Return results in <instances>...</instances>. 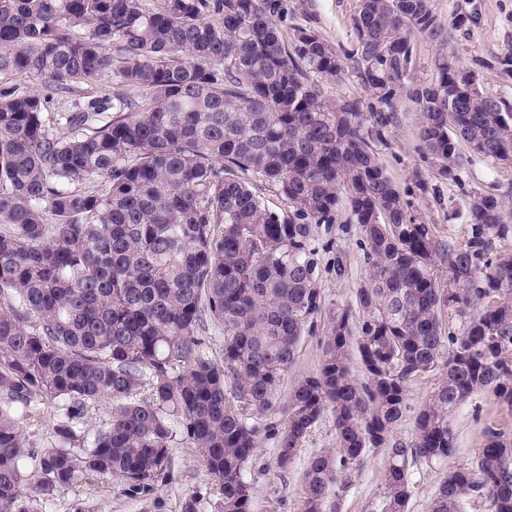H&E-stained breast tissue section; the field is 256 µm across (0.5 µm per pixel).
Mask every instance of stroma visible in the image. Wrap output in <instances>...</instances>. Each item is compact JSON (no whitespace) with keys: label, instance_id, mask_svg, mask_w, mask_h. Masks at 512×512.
Wrapping results in <instances>:
<instances>
[{"label":"stroma","instance_id":"1","mask_svg":"<svg viewBox=\"0 0 512 512\" xmlns=\"http://www.w3.org/2000/svg\"><path fill=\"white\" fill-rule=\"evenodd\" d=\"M430 5L444 29L449 30L450 38L443 48L435 42H419L413 81L430 79L435 60L443 51L464 69L476 73L485 95L512 108V0H430ZM355 11L356 0H282V10L274 21L283 37H291L297 27L310 28L339 51L349 52L356 41ZM116 91L115 85L106 82L82 86L73 98H52L45 116L59 136H69L71 130L63 115L71 111L73 104L84 106L112 97ZM378 150L413 213L422 223L431 225L439 240L456 244L463 241L468 208L480 193L490 192L500 198L506 221L512 224V165L475 157L463 164L455 179L443 177L423 148L418 116L411 103L398 107ZM315 245L321 260L322 311L301 339L281 389L285 396L297 380L318 370L331 316L354 306V292L367 274L356 227L347 215H340L330 228L320 229ZM442 379L443 371L438 368L411 383L408 410L396 429L397 439L413 440L416 416ZM490 424L512 431V414L490 394L474 395L456 411L452 424L456 453L452 464L461 466L473 460L481 446L483 430ZM334 445V419L329 414L312 429L288 468L278 464L275 438H263L245 474L252 487V512H299L308 459ZM387 464L385 453L371 450L359 464L345 469L342 486L330 498L335 512H382ZM444 470L441 464L420 462L411 466L413 492L408 512H429ZM212 485L197 448L181 441L172 450L168 478L158 482L150 495L133 497L119 481H103L77 494L59 489L47 512H216Z\"/></svg>","mask_w":512,"mask_h":512}]
</instances>
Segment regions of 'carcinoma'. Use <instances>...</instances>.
I'll return each mask as SVG.
<instances>
[{"label":"carcinoma","mask_w":512,"mask_h":512,"mask_svg":"<svg viewBox=\"0 0 512 512\" xmlns=\"http://www.w3.org/2000/svg\"><path fill=\"white\" fill-rule=\"evenodd\" d=\"M278 9L0 0V76L43 80L0 89V512H39L60 488L112 478L149 494L179 438L199 450L217 512H251L244 473L262 437L277 438L286 468L328 411L336 447L308 459L299 512H325L341 470L378 448L385 512H407L410 465L453 456L461 404L487 392L512 412L503 202L477 195L465 243L445 245L377 149L405 95L427 154L453 179L463 147L496 164L512 157V112L445 55L430 80L409 83L418 39L444 42L430 0H357L356 62L381 105L369 113L325 95L344 61L310 28L285 45ZM101 81L141 95L93 102L68 116L73 135L52 134L50 97ZM257 179L288 213L265 205ZM344 210L368 278L356 308L332 319L318 371L293 386L281 429V386L321 311L316 229ZM446 312L460 325H443ZM211 331L224 339L216 354ZM438 367L414 440L396 439L409 382ZM46 408L57 412L50 436L25 435ZM430 512H512V433L486 427Z\"/></svg>","instance_id":"cac0c4a2"}]
</instances>
